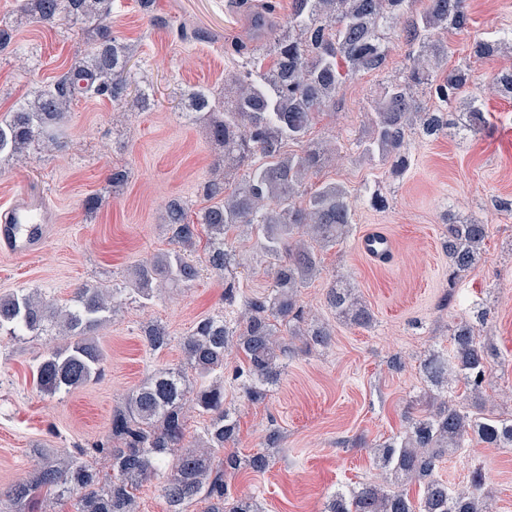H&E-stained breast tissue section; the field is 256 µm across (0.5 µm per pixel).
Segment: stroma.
Wrapping results in <instances>:
<instances>
[{
	"mask_svg": "<svg viewBox=\"0 0 512 512\" xmlns=\"http://www.w3.org/2000/svg\"><path fill=\"white\" fill-rule=\"evenodd\" d=\"M270 0H113L112 31L134 49L131 81L150 86L156 103L142 111L95 97L74 102L66 116L65 150H31L26 159L0 161V204L28 180L42 185L58 215L48 239L28 256L0 253V294L36 290L63 302L83 283L117 288L134 285L133 270L144 259L171 250L163 222L169 201L193 199L223 149L205 120L185 118L177 104L184 91L204 87L224 95L229 70L245 63L249 50L265 41L252 25ZM19 0H0V21L11 34L0 50V115L14 110L40 87L67 71L84 47L80 28L41 25L21 14ZM468 32H439L449 62L467 57L480 86L478 105L488 123L481 135L463 136L467 100L453 105L447 133L408 135L410 169L392 176L361 157L356 140L367 128L370 102L384 82L409 73L408 45L392 39L385 68L361 73L343 85L335 108L321 115L309 139L331 141L337 157L305 181L345 185L359 202L349 235L321 254L323 272L299 295L310 316L329 323L334 336L325 347L292 341L286 369L261 402L248 401L235 373L243 360L224 361V399L235 408L238 432L229 452L246 456L278 434L273 464L263 473L239 472L234 495L256 499L263 512H322L336 492L376 481L380 475L367 449L404 432V412L418 404L427 384L422 362L451 347L453 322L474 304L491 307L483 329L498 347L496 368L485 393L501 411L512 410V99L495 85L512 69V49L476 59L474 38L497 41L512 34V0H467ZM122 167L128 181L113 191L108 177ZM389 199L372 208L367 191ZM99 198L87 212L88 196ZM488 221L482 258L456 287L448 285V255L442 247L445 213ZM387 234L395 247L391 265L379 267L358 250L364 231ZM240 293L270 288L266 258L256 240L232 237ZM346 276L371 309L374 323L361 328L325 306L333 277ZM224 305L223 275L203 271L187 287L168 286L152 300L126 299L118 315L93 333L103 349L104 371L67 393L39 392L32 369L46 349L44 338L0 336V488L17 481L36 462L64 457L74 446L92 447L107 430L115 409L156 369L179 365L180 340L203 315ZM165 325L172 342L154 353L144 328ZM481 467L497 512H512V449L480 444L444 457L440 473L450 488L470 483Z\"/></svg>",
	"mask_w": 512,
	"mask_h": 512,
	"instance_id": "35a3bbf8",
	"label": "stroma"
}]
</instances>
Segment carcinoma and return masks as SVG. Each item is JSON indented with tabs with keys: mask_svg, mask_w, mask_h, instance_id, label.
Here are the masks:
<instances>
[{
	"mask_svg": "<svg viewBox=\"0 0 512 512\" xmlns=\"http://www.w3.org/2000/svg\"><path fill=\"white\" fill-rule=\"evenodd\" d=\"M291 0L288 32L269 27L264 17L255 26L266 30L267 43L252 51L244 70L225 79L231 93L220 111L203 89L183 94L186 115L206 117L212 137L224 147L221 164L200 185L204 206L191 211L186 201H172L165 224L178 249L161 253L134 270L137 293L144 299L167 284L189 286L207 267L224 275L235 262L230 233L250 228L269 258L273 286L260 296H237L234 283L224 281L228 309L202 316L181 339L184 361L156 370L131 394L125 407L112 412L110 430L91 450L77 449L63 463L34 464L27 475L0 492V512H31L36 496L67 497L73 512H137L134 490L173 463L163 487L167 512H188L196 500L208 502L206 512H262L253 499L235 496L227 477L242 470L267 471L273 463L268 448L244 458L235 453L215 463V453L235 441L238 423L224 406V356L235 348L243 358L236 378L243 392L263 400L285 368L288 345L282 336L299 337L307 347H325L329 325L304 316L300 289L322 272L320 253L350 232L353 202L336 182L315 191L302 190L305 178L318 171L336 147L314 142L307 133L315 119L336 104L341 87L361 72L383 70L387 44L402 21V35L411 50L407 81H390L373 101L367 134L357 138L361 153L400 176L410 167L407 132L419 123L428 135L448 128L442 112H424L418 94L446 105L473 83L467 60L437 74L448 46L435 39L439 30L460 32L469 27L467 0ZM112 0H23L22 13L37 23L66 22L81 26L85 47L73 65L41 88L15 111L0 115V156L22 154L35 142L46 148L68 146L61 132L65 113L75 97L92 94L115 104L132 90L127 67L132 49L112 33ZM296 150H288V145ZM443 245L448 253V281L469 272L481 259L489 224L477 219H445ZM120 288L84 284L64 304L35 292L0 296V335L60 336L63 345L50 348L35 368L37 385L47 395L69 392L104 371V356L88 339L122 304ZM326 304L336 316L368 327L373 314L356 288L344 279L331 283ZM489 312L476 306L451 329V352L431 354L423 374L432 392L426 413L404 416L403 434L376 445L377 467L394 488L364 484L349 493L337 492L324 512H493L494 494L480 470L473 471L470 489L456 492L439 476L442 457L468 442L491 448H512V416L487 406L483 387L501 364L499 349L477 327ZM146 346L159 353L171 343L160 323L144 330ZM461 383L471 404L444 394ZM205 417L196 446L184 447L185 408ZM112 460V480L104 482L90 458ZM418 486L416 495L409 486Z\"/></svg>",
	"mask_w": 512,
	"mask_h": 512,
	"instance_id": "cac0c4a2",
	"label": "carcinoma"
}]
</instances>
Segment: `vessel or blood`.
Listing matches in <instances>:
<instances>
[{"label":"vessel or blood","instance_id":"vessel-or-blood-1","mask_svg":"<svg viewBox=\"0 0 512 512\" xmlns=\"http://www.w3.org/2000/svg\"><path fill=\"white\" fill-rule=\"evenodd\" d=\"M53 210L47 192L27 183L13 201L0 209V251L27 255L45 239L46 223ZM361 252L380 266L389 265L394 258V246L383 232L364 233L359 244Z\"/></svg>","mask_w":512,"mask_h":512}]
</instances>
